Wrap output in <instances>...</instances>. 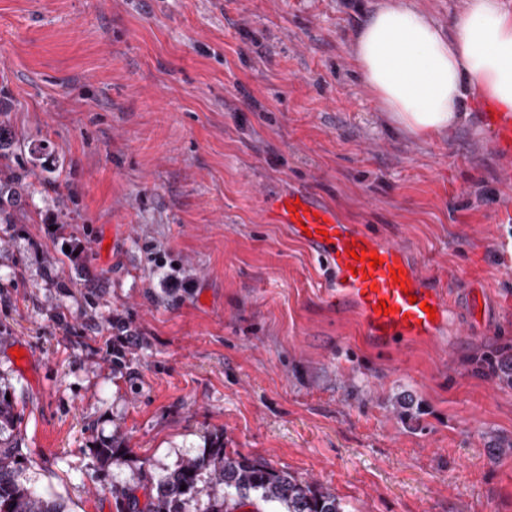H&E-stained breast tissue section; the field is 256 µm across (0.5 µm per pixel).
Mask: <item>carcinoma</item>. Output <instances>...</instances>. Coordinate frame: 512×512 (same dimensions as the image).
I'll list each match as a JSON object with an SVG mask.
<instances>
[{"instance_id":"1","label":"carcinoma","mask_w":512,"mask_h":512,"mask_svg":"<svg viewBox=\"0 0 512 512\" xmlns=\"http://www.w3.org/2000/svg\"><path fill=\"white\" fill-rule=\"evenodd\" d=\"M30 189L24 175L9 165L0 169V204ZM21 451L0 440V512H68L65 503L38 492L22 479ZM206 494L205 503L199 496ZM277 512H346L331 492L299 480L238 452L228 453L215 441L207 451L189 457L147 494L144 505L130 492V512H235L250 496Z\"/></svg>"}]
</instances>
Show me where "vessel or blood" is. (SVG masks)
<instances>
[{
    "label": "vessel or blood",
    "mask_w": 512,
    "mask_h": 512,
    "mask_svg": "<svg viewBox=\"0 0 512 512\" xmlns=\"http://www.w3.org/2000/svg\"><path fill=\"white\" fill-rule=\"evenodd\" d=\"M484 118L493 128L490 149L510 158V166L500 172L503 184H512V113L488 112ZM264 212L271 223L286 225L302 240L322 272L328 302L337 312L356 310L364 343L376 352L387 354L409 340H440L450 311L445 288L433 284L411 251L402 245L376 238L359 225L344 223L335 209L310 195L269 197ZM363 246L368 255L382 263L370 267L367 258L353 260L351 244ZM400 279H393V271ZM389 313H382V306ZM434 315H427L426 306Z\"/></svg>",
    "instance_id": "vessel-or-blood-1"
}]
</instances>
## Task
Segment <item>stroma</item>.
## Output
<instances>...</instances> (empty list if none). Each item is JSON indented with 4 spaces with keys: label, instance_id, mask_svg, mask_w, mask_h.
<instances>
[{
    "label": "stroma",
    "instance_id": "35a3bbf8",
    "mask_svg": "<svg viewBox=\"0 0 512 512\" xmlns=\"http://www.w3.org/2000/svg\"><path fill=\"white\" fill-rule=\"evenodd\" d=\"M377 2L0 0L32 185L0 223V437L69 512H124L218 437L347 512H512V186L482 104L442 138L391 127L352 53ZM296 192L482 288L486 321L374 352L266 219Z\"/></svg>",
    "mask_w": 512,
    "mask_h": 512
}]
</instances>
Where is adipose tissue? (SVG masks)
I'll use <instances>...</instances> for the list:
<instances>
[{"instance_id": "obj_1", "label": "adipose tissue", "mask_w": 512, "mask_h": 512, "mask_svg": "<svg viewBox=\"0 0 512 512\" xmlns=\"http://www.w3.org/2000/svg\"><path fill=\"white\" fill-rule=\"evenodd\" d=\"M354 59L410 137L450 134L475 99L512 112V0H466L444 32L428 13L381 0L355 34Z\"/></svg>"}]
</instances>
